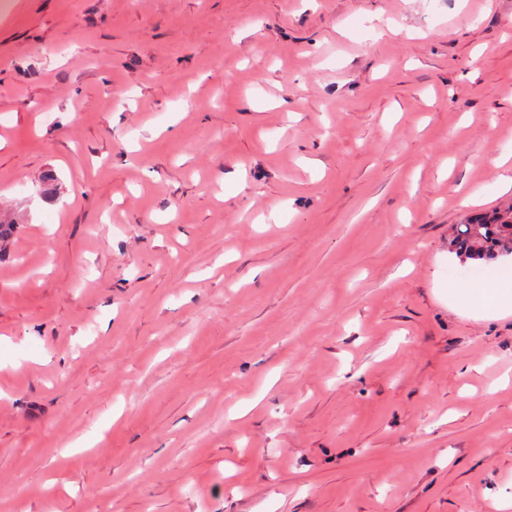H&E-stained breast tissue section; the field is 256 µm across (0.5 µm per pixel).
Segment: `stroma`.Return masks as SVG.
Listing matches in <instances>:
<instances>
[{
	"mask_svg": "<svg viewBox=\"0 0 512 512\" xmlns=\"http://www.w3.org/2000/svg\"><path fill=\"white\" fill-rule=\"evenodd\" d=\"M509 153L512 0H12L0 512H495ZM448 250L459 258L491 262L512 255V206L457 224L448 236Z\"/></svg>",
	"mask_w": 512,
	"mask_h": 512,
	"instance_id": "stroma-1",
	"label": "stroma"
}]
</instances>
